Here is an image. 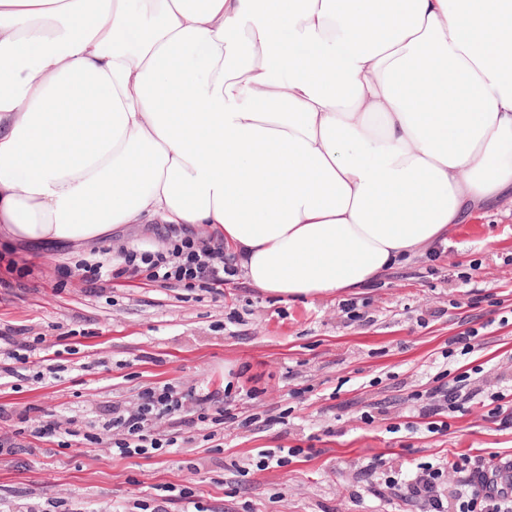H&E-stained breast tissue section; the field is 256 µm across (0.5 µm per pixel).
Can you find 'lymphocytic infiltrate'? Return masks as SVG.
<instances>
[{
  "label": "lymphocytic infiltrate",
  "instance_id": "f902f5d3",
  "mask_svg": "<svg viewBox=\"0 0 512 512\" xmlns=\"http://www.w3.org/2000/svg\"><path fill=\"white\" fill-rule=\"evenodd\" d=\"M165 246L146 249L136 246L122 250L121 265L110 268L102 261H82L75 270L90 292L108 287L112 280L144 277L162 286L176 285L199 289L217 296L238 271L225 259L221 248L198 237L195 232L166 228ZM479 395L478 390L458 384L456 379L440 382L414 392L412 400L418 416L426 420L431 433L450 428L454 413L464 411ZM216 392L206 388H180L170 383L143 385L132 404H113L111 415L88 422L86 430L75 427L74 420L42 421L33 433L54 440L63 450L71 449L75 437L86 444H107L112 455L121 459L148 458L156 452L175 453L185 442L179 431L158 430V422L182 413V423L194 429L223 425L225 408L216 404ZM369 476L366 490L384 499L398 495L420 503L426 512H512V453L461 454L393 469L383 457L367 458L361 468Z\"/></svg>",
  "mask_w": 512,
  "mask_h": 512
}]
</instances>
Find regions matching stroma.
Wrapping results in <instances>:
<instances>
[{
    "label": "stroma",
    "mask_w": 512,
    "mask_h": 512,
    "mask_svg": "<svg viewBox=\"0 0 512 512\" xmlns=\"http://www.w3.org/2000/svg\"><path fill=\"white\" fill-rule=\"evenodd\" d=\"M89 250L11 252L0 244V331L42 337L38 360L62 366L45 385L30 376L0 378V512H44L49 502H76L88 512H137L151 488L192 487L209 512H422L414 502L365 493L360 467L379 455L391 464L452 453L512 452V432L497 431L479 406L445 434L415 420L409 396L431 388L444 369L483 364L477 386L512 387V201L455 225L448 246L388 270L373 283L329 297L289 302L244 285L223 296L162 287L137 278L87 292L66 268ZM26 285L5 287L9 267ZM356 304L359 320L345 308ZM487 323L473 355L442 357L449 338ZM77 351L65 364L59 340ZM150 382L229 387L231 417L221 434L194 431L191 452L120 459L106 445L60 452L49 439L19 433L20 416L102 415L134 400ZM258 388L242 402L240 390ZM381 402L388 421L366 425L365 405ZM284 415L270 428L239 427L238 418ZM400 432L387 430L388 422ZM413 429H406V422ZM315 444L318 455L287 467L253 470L257 448ZM248 476H238L241 468Z\"/></svg>",
    "instance_id": "stroma-1"
}]
</instances>
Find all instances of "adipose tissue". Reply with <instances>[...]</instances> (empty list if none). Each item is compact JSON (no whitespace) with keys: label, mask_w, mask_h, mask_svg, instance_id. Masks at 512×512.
Returning a JSON list of instances; mask_svg holds the SVG:
<instances>
[{"label":"adipose tissue","mask_w":512,"mask_h":512,"mask_svg":"<svg viewBox=\"0 0 512 512\" xmlns=\"http://www.w3.org/2000/svg\"><path fill=\"white\" fill-rule=\"evenodd\" d=\"M512 197V0H0V240L207 227L288 302Z\"/></svg>","instance_id":"ef3b65f1"}]
</instances>
